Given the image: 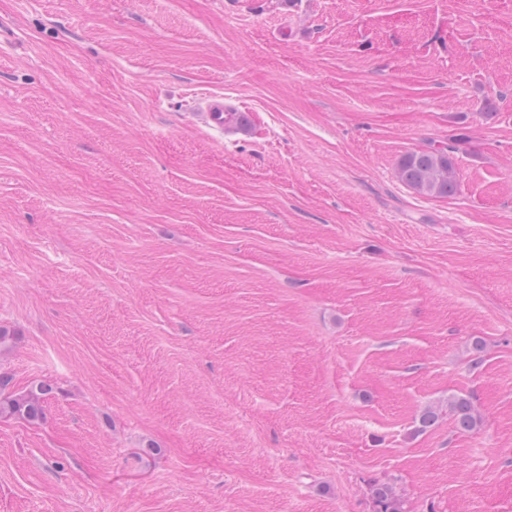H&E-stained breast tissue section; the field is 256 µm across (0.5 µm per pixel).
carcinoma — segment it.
<instances>
[{
    "label": "carcinoma",
    "mask_w": 512,
    "mask_h": 512,
    "mask_svg": "<svg viewBox=\"0 0 512 512\" xmlns=\"http://www.w3.org/2000/svg\"><path fill=\"white\" fill-rule=\"evenodd\" d=\"M451 153L452 150L447 148L411 152L401 159L398 177L421 195L439 198L451 196L457 190ZM45 390L46 386L41 385L19 397L1 398L0 415L18 414L30 421L39 419L42 416L40 395ZM448 412L461 429H472L480 423L471 400L465 395L449 399ZM369 496L372 512H406L404 501L387 483L372 484Z\"/></svg>",
    "instance_id": "cac0c4a2"
}]
</instances>
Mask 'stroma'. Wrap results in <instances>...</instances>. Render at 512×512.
<instances>
[{"mask_svg":"<svg viewBox=\"0 0 512 512\" xmlns=\"http://www.w3.org/2000/svg\"><path fill=\"white\" fill-rule=\"evenodd\" d=\"M0 329V512H512V0H0ZM198 112L204 122L212 127L224 131V112L234 113V129L238 132H246L251 124V115L247 111H241L224 105V99L218 95H210L200 99ZM452 147L422 150L405 155L398 166V177L415 192L444 198L455 194V178ZM46 390L45 385L37 387L36 391L31 389L26 394L19 397H7L0 399V415L18 414L27 420L34 421L42 416V405L40 395ZM448 412L457 427L472 429L480 423V418L474 411L471 400L465 395H457L448 400ZM369 490L371 512H406L404 501L388 483H373Z\"/></svg>","mask_w":512,"mask_h":512,"instance_id":"1","label":"stroma"}]
</instances>
